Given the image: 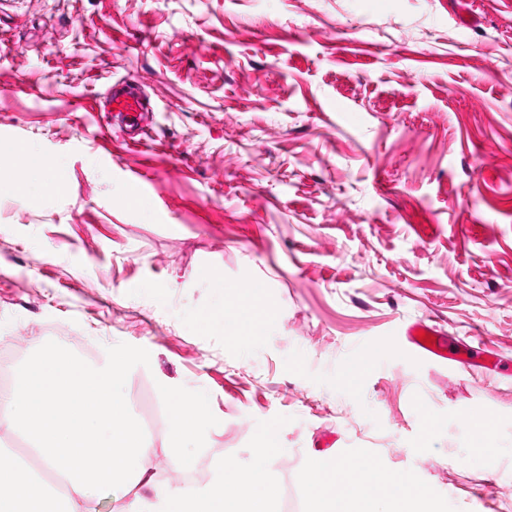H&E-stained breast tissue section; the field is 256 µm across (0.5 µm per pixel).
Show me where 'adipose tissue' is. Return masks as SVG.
<instances>
[{"mask_svg": "<svg viewBox=\"0 0 512 512\" xmlns=\"http://www.w3.org/2000/svg\"><path fill=\"white\" fill-rule=\"evenodd\" d=\"M238 336L258 335L274 320L260 284L249 282L236 300ZM125 355L113 353L106 369L85 365L65 349L47 346L14 372L10 391L0 392V433L21 434L30 452L52 474L48 484L28 466L0 458V512H97L93 489L107 482L124 492L114 512H142L136 487L151 455L142 425L118 395L127 377ZM166 457L185 468V443L207 415L199 395L168 397ZM279 450L276 430L260 438L258 462L248 470L224 465L221 481L207 491L174 489L164 512H277L269 463ZM354 462L309 459L302 472L310 512H425L429 501L413 478L387 475L372 466L364 482Z\"/></svg>", "mask_w": 512, "mask_h": 512, "instance_id": "obj_1", "label": "adipose tissue"}]
</instances>
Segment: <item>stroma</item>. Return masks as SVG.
Here are the masks:
<instances>
[{"instance_id":"1","label":"stroma","mask_w":512,"mask_h":512,"mask_svg":"<svg viewBox=\"0 0 512 512\" xmlns=\"http://www.w3.org/2000/svg\"><path fill=\"white\" fill-rule=\"evenodd\" d=\"M128 80L152 114L137 148L100 136ZM24 142L56 165L0 187V349L13 371L48 344L128 355L120 391L158 420L147 512L173 392L211 411L195 491L274 428L279 512H307L328 437L412 474L433 512H512V0H0V170ZM217 273L262 283L274 324L240 345L202 327L219 299L234 318ZM419 320L499 368L413 354ZM466 416L496 421L488 454Z\"/></svg>"}]
</instances>
